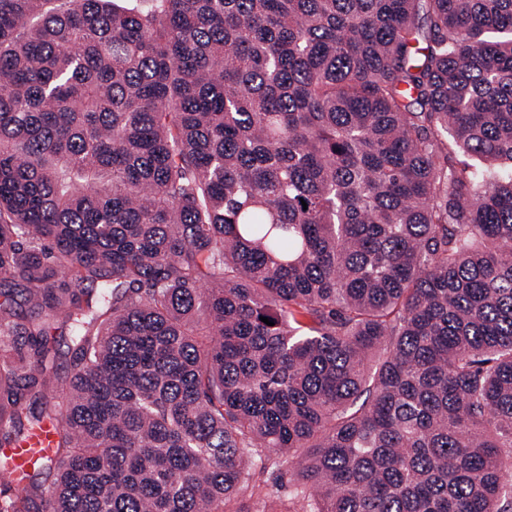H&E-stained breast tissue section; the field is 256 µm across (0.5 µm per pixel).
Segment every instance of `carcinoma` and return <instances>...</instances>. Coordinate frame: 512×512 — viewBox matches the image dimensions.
<instances>
[{"label": "carcinoma", "instance_id": "obj_1", "mask_svg": "<svg viewBox=\"0 0 512 512\" xmlns=\"http://www.w3.org/2000/svg\"><path fill=\"white\" fill-rule=\"evenodd\" d=\"M0 295V512H512V0H0ZM56 327L58 328L52 329L50 331V335L48 336L49 346L60 354L65 367L63 373L64 376H67L72 372L70 363V348L72 347L70 328L68 325H57ZM55 430L51 424L10 448H0V458H6L10 467V479L15 487L25 484L27 476L36 464H46L55 455Z\"/></svg>", "mask_w": 512, "mask_h": 512}]
</instances>
